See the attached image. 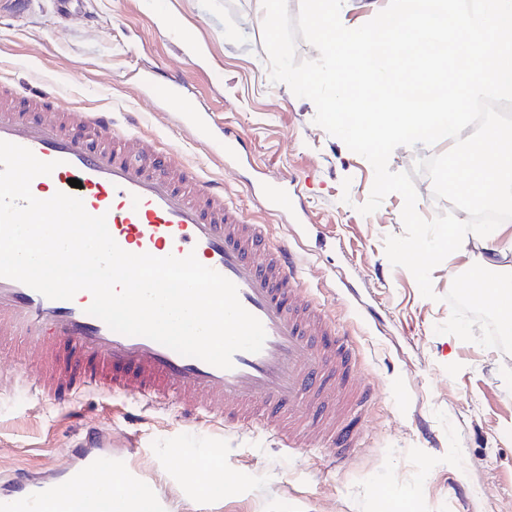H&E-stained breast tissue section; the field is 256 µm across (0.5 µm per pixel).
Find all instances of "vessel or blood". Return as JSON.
Segmentation results:
<instances>
[{
  "label": "vessel or blood",
  "instance_id": "vessel-or-blood-1",
  "mask_svg": "<svg viewBox=\"0 0 512 512\" xmlns=\"http://www.w3.org/2000/svg\"><path fill=\"white\" fill-rule=\"evenodd\" d=\"M181 123L225 164L244 161L239 137L214 128L209 113H183ZM0 140L55 162L51 174L33 180L36 198L74 192L89 214L105 216L127 252L195 254L236 285L241 305L266 332L260 352H237L224 370L114 332L88 314V291L52 300L0 277V341L28 344L8 358L15 379L55 402L95 393L172 403L189 418L272 433L289 450L325 447L337 465L353 458L363 440L351 421L366 415L377 389L358 377L348 335L307 295L299 238L272 242L265 225L250 223L233 205L223 182L176 162L154 138L116 129L111 113L84 111L49 91L25 93L0 81ZM73 178L81 188L71 189ZM250 191L270 214L305 222L290 184L264 181ZM83 480L79 469L65 483L17 474L14 493L0 496V512H95L93 501L68 492Z\"/></svg>",
  "mask_w": 512,
  "mask_h": 512
}]
</instances>
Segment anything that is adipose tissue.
<instances>
[{
    "label": "adipose tissue",
    "instance_id": "ef3b65f1",
    "mask_svg": "<svg viewBox=\"0 0 512 512\" xmlns=\"http://www.w3.org/2000/svg\"><path fill=\"white\" fill-rule=\"evenodd\" d=\"M503 228L494 224L473 230L471 237L448 228L443 242L450 250L466 251L470 241H477L482 249L479 260L470 267L482 293L494 304L498 317L512 330V265L506 258L512 254V237L503 238ZM80 494L93 496L98 512H154V507L130 485L115 480L112 483L84 481Z\"/></svg>",
    "mask_w": 512,
    "mask_h": 512
}]
</instances>
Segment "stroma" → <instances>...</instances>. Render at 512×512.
I'll use <instances>...</instances> for the list:
<instances>
[{
  "mask_svg": "<svg viewBox=\"0 0 512 512\" xmlns=\"http://www.w3.org/2000/svg\"><path fill=\"white\" fill-rule=\"evenodd\" d=\"M262 23L257 0H86L63 22L53 0H31L24 16L0 12V79L111 111L121 127L135 120L203 177L223 181L273 238L299 234L307 287L345 279L359 288L381 328L339 295L319 300L358 347L360 378L378 387L362 448L332 468L325 449L289 455L262 430L188 423L172 404L86 393L53 405L11 389L0 392V494L23 470L63 478L68 449L98 427L111 442L90 456L165 512H512V355L434 331L451 313V273L470 266L479 248L434 268L431 299L409 270L392 266L385 239L404 233L402 196L359 213L371 164L315 124L311 100L271 82ZM157 68L184 77L180 99L152 95L145 78ZM189 100L241 135L251 166L224 165L184 134L178 114ZM259 175L296 180L310 223L271 222L247 188ZM214 464L230 493H203Z\"/></svg>",
  "mask_w": 512,
  "mask_h": 512,
  "instance_id": "1",
  "label": "stroma"
}]
</instances>
